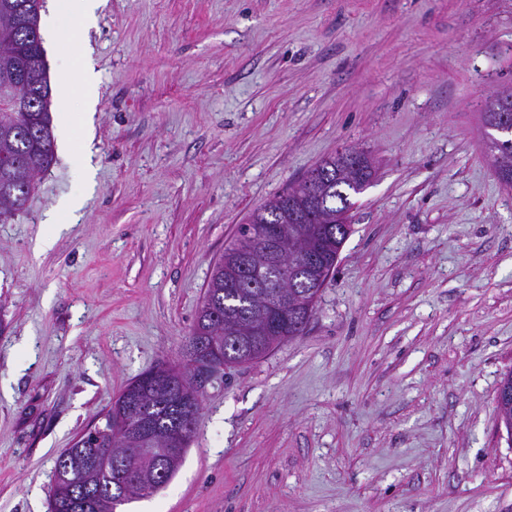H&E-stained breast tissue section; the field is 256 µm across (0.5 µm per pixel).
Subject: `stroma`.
Here are the masks:
<instances>
[{
    "label": "stroma",
    "instance_id": "obj_1",
    "mask_svg": "<svg viewBox=\"0 0 512 512\" xmlns=\"http://www.w3.org/2000/svg\"><path fill=\"white\" fill-rule=\"evenodd\" d=\"M78 129L0 221V512L136 376L185 364L214 262L346 149L377 168L302 336L207 377L157 512H512V189L482 135L512 0H103L44 41ZM83 71L94 103L74 96ZM82 199L51 248L47 210Z\"/></svg>",
    "mask_w": 512,
    "mask_h": 512
}]
</instances>
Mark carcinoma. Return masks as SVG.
<instances>
[{
    "label": "carcinoma",
    "mask_w": 512,
    "mask_h": 512,
    "mask_svg": "<svg viewBox=\"0 0 512 512\" xmlns=\"http://www.w3.org/2000/svg\"><path fill=\"white\" fill-rule=\"evenodd\" d=\"M26 3L28 33L40 28V11L43 0H23ZM27 38L21 32L13 16L0 11V58L9 56L16 45ZM25 67L34 75L42 68L39 45L29 42L23 60ZM50 81L41 84L31 81L25 95L30 111L14 110L11 103L0 109V155H9L15 167L7 174H0V220H7L21 211L34 191V178L47 170L55 160L54 134L48 110H39L40 101L51 97ZM512 106V92L503 90L485 104L487 140L495 143L498 157L492 161L498 180L512 187V138L501 140L490 133L500 127L495 115L505 106ZM318 173L321 183L320 215L325 223L317 225L320 269L330 280L336 270L340 251L352 232L351 225L335 223L336 217L348 214L354 206L351 195L361 193L374 179V164H366L356 171L347 168L346 155H336L322 161L312 169ZM303 203L286 191L256 209L248 223L241 225L237 238L224 248V254L215 262L204 291L203 302L189 332L191 336L207 341L213 336L226 337L224 322L211 319L208 310L222 316L247 319L263 315L261 292L257 288L241 287L245 273L239 281L230 285L224 280V266L236 262L240 248L247 244L252 231L261 228L271 231L277 225L279 214L296 212ZM144 420L159 433L180 429L186 416L185 409L175 403L172 390L165 383H157L142 389L140 394ZM124 436L114 431L112 413H107L105 423L79 435L73 445L64 449L55 460V479L50 493V512H83L74 503L76 499L92 496L97 500L98 512H116L141 493L157 491L145 485L139 492L133 488L138 481L140 467L135 457L126 455Z\"/></svg>",
    "instance_id": "obj_1"
}]
</instances>
